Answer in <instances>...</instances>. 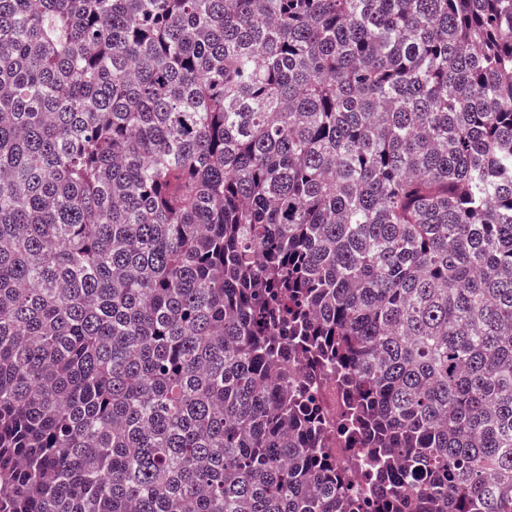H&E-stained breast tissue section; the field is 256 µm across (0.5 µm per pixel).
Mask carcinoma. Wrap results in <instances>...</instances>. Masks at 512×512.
Here are the masks:
<instances>
[{
    "label": "carcinoma",
    "instance_id": "obj_1",
    "mask_svg": "<svg viewBox=\"0 0 512 512\" xmlns=\"http://www.w3.org/2000/svg\"><path fill=\"white\" fill-rule=\"evenodd\" d=\"M338 431L512 512V0H0V512H362ZM318 405L324 414L330 418L339 420L345 407V396L338 386L324 385L317 389Z\"/></svg>",
    "mask_w": 512,
    "mask_h": 512
}]
</instances>
